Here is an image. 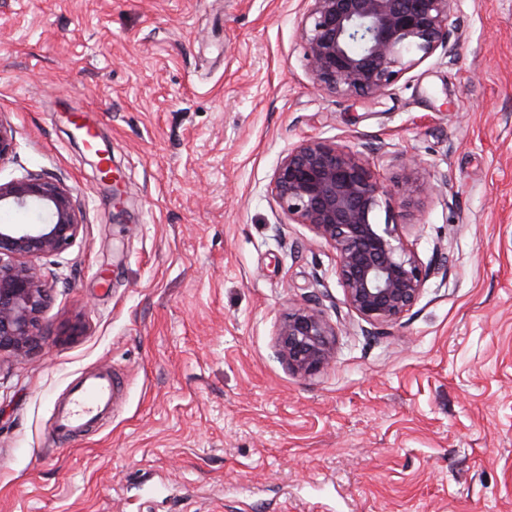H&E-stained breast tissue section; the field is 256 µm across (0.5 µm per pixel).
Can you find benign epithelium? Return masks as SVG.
I'll return each instance as SVG.
<instances>
[{"label":"benign epithelium","mask_w":512,"mask_h":512,"mask_svg":"<svg viewBox=\"0 0 512 512\" xmlns=\"http://www.w3.org/2000/svg\"><path fill=\"white\" fill-rule=\"evenodd\" d=\"M302 21L313 82L341 97L383 94L418 59L452 56L448 17L459 0H306ZM16 141L0 120V161ZM361 151L309 138L276 166L271 195L298 224L336 251L344 305L371 327L397 323L419 300L430 273L397 224L377 222L388 187ZM398 190L410 201L426 186L419 164L402 162ZM32 210L38 222L0 224V352L26 357L41 346V315L49 288L36 259L59 256L82 228L70 189L40 174L0 182V211ZM336 328L316 305L286 316L278 353L301 378L328 368L336 357Z\"/></svg>","instance_id":"obj_1"}]
</instances>
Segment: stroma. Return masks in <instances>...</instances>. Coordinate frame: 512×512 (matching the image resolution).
I'll use <instances>...</instances> for the list:
<instances>
[{"instance_id": "stroma-1", "label": "stroma", "mask_w": 512, "mask_h": 512, "mask_svg": "<svg viewBox=\"0 0 512 512\" xmlns=\"http://www.w3.org/2000/svg\"><path fill=\"white\" fill-rule=\"evenodd\" d=\"M305 0H0V181L38 171L83 230L40 258L43 346L0 354V512H512V0H460L436 52L372 100L314 87ZM96 124L115 208L69 139ZM309 138L378 154V211L436 270L362 332L336 252L268 192ZM414 156L435 190L395 185ZM319 300L334 363L292 376L275 334ZM124 391L61 443L55 405ZM121 392V382L111 369L81 379L72 387L68 401L59 407L57 432L65 438L82 436L112 409V401Z\"/></svg>"}]
</instances>
